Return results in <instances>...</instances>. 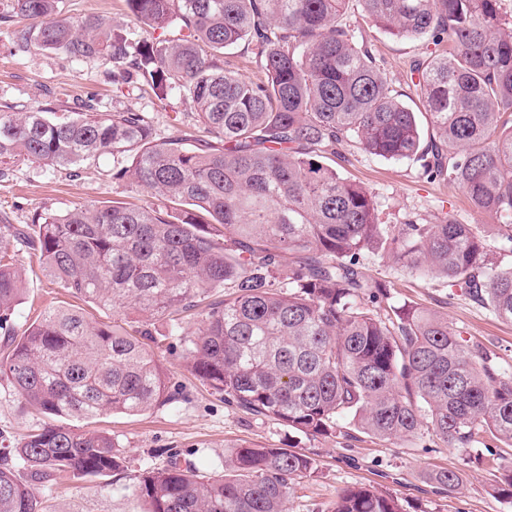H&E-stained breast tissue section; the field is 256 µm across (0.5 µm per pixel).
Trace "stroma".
<instances>
[{"instance_id": "1", "label": "stroma", "mask_w": 512, "mask_h": 512, "mask_svg": "<svg viewBox=\"0 0 512 512\" xmlns=\"http://www.w3.org/2000/svg\"><path fill=\"white\" fill-rule=\"evenodd\" d=\"M57 6L64 18L93 15L118 24L130 44L146 36L124 0H57ZM351 21L375 46L393 86L408 93L410 63L424 51V43L393 37L356 13ZM29 27V21L18 16L0 23V113L37 106L49 108L52 117L61 119L80 113L104 117L140 112L157 141L204 137L189 97L175 93L161 100L129 66L106 58L76 61L24 42L20 35ZM125 163V157L112 154L77 166H49L20 157L0 170V252L17 254L23 269L17 327L69 301L70 296L43 275L36 258L18 251L12 227L30 223L34 215L62 213L78 204L155 203L148 189L113 179V170ZM336 166L344 176L373 191L384 223L401 224L413 218L424 224L445 219L470 224L492 251L506 231L494 215L474 210L457 185L427 179L419 162L386 160L348 148ZM363 271L369 280L387 285L389 304H423L447 315L449 324L464 337L512 358V322L475 304L459 288L449 286L447 279L426 276L388 255L368 256ZM181 323L175 329L164 318L150 321V344L166 369L173 401L140 415L114 414L82 422L83 430L111 433L125 458L124 467L108 476L69 475L32 483L31 491L43 512H147L145 500L134 490V475L172 458L209 475L221 470L225 457L240 445L292 446L315 458L317 474L297 487L286 512H329L338 493L356 483L396 494L410 512H512V500L493 491L502 462L499 455L478 457L447 446L425 431L408 441L373 442L361 436L312 439L228 405L223 394L195 375L187 358L201 317L185 316ZM45 421L7 381H0V448L16 447ZM439 469L459 472L462 489L450 493L433 484L429 473Z\"/></svg>"}]
</instances>
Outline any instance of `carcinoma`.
<instances>
[{
	"mask_svg": "<svg viewBox=\"0 0 512 512\" xmlns=\"http://www.w3.org/2000/svg\"><path fill=\"white\" fill-rule=\"evenodd\" d=\"M350 0H126L153 34L137 47L90 16L71 21L55 0H11L31 21L23 35L77 60L128 64L160 100L196 105L208 139L156 142L145 116L51 119L0 115V164L31 157L78 165L128 154L119 177L178 206L114 201L45 213L15 229L46 277L112 315L49 308L16 334L22 272L0 257V379L50 419L140 414L172 399L161 362L130 333V312L155 317L205 309L189 349L193 372L247 414L310 438L405 440L427 427L454 448L512 449V364L466 340L448 317L386 305L365 279L367 252L393 254L442 276L512 322V263L485 250L469 224L381 222L375 194L327 163L351 147L416 159L481 213L512 225V18L501 0H355L384 32L429 48L410 64L412 94L431 127L401 100L372 45L343 22ZM173 25L178 33L167 36ZM257 50L262 76L224 68V50ZM291 262L283 264L284 254ZM224 299L212 300L215 288ZM106 432L46 423L0 455V512H42L32 481L105 476L123 465ZM317 473L293 448L240 446L222 472L171 460L134 477L148 512H285L292 489ZM440 488L459 472L430 475ZM493 491L512 498V460ZM331 512H406L374 486L342 490Z\"/></svg>",
	"mask_w": 512,
	"mask_h": 512,
	"instance_id": "1",
	"label": "carcinoma"
}]
</instances>
